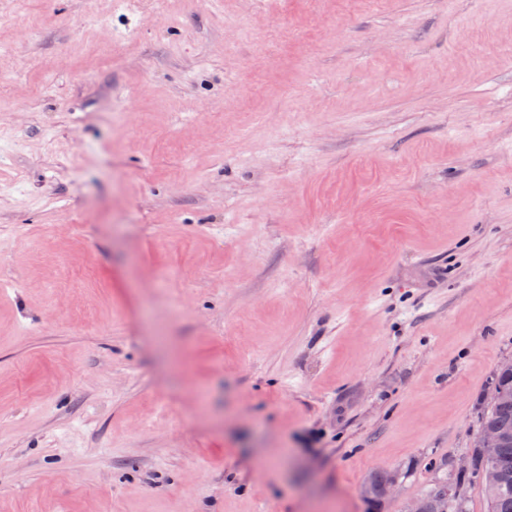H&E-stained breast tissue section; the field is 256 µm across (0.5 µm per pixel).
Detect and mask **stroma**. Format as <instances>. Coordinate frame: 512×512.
<instances>
[{
	"label": "stroma",
	"instance_id": "stroma-1",
	"mask_svg": "<svg viewBox=\"0 0 512 512\" xmlns=\"http://www.w3.org/2000/svg\"><path fill=\"white\" fill-rule=\"evenodd\" d=\"M0 76V512L454 476L512 359V0H0Z\"/></svg>",
	"mask_w": 512,
	"mask_h": 512
}]
</instances>
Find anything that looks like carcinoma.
<instances>
[{
  "label": "carcinoma",
  "instance_id": "cac0c4a2",
  "mask_svg": "<svg viewBox=\"0 0 512 512\" xmlns=\"http://www.w3.org/2000/svg\"><path fill=\"white\" fill-rule=\"evenodd\" d=\"M479 427L494 433L498 451L488 462L481 449H470L471 473L480 475L487 467L495 469L500 475V482L497 492L487 495L491 512H512V401L484 407L479 416ZM469 474H456L451 485L460 487Z\"/></svg>",
  "mask_w": 512,
  "mask_h": 512
}]
</instances>
